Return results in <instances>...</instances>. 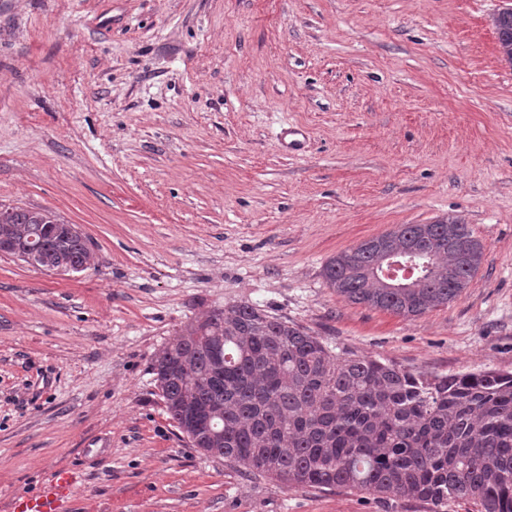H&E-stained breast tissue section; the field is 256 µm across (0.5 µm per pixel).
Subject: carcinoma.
Here are the masks:
<instances>
[{
	"label": "carcinoma",
	"mask_w": 512,
	"mask_h": 512,
	"mask_svg": "<svg viewBox=\"0 0 512 512\" xmlns=\"http://www.w3.org/2000/svg\"><path fill=\"white\" fill-rule=\"evenodd\" d=\"M512 42V12L498 18ZM40 243L30 265L86 270L89 240L58 215L0 204V240ZM484 247L458 219L399 224L331 257L328 287L353 304L419 316L455 300ZM417 266L413 288H390L392 263ZM152 373L178 429L209 414L191 447L290 490L348 488L416 500L429 512L465 501L512 512V373L427 375L371 357L335 354L308 329L248 303L188 324L153 358Z\"/></svg>",
	"instance_id": "carcinoma-1"
}]
</instances>
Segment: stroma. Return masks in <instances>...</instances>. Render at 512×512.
<instances>
[{"label":"stroma","instance_id":"1","mask_svg":"<svg viewBox=\"0 0 512 512\" xmlns=\"http://www.w3.org/2000/svg\"><path fill=\"white\" fill-rule=\"evenodd\" d=\"M502 7L0 0V204L51 209L95 256L63 274L0 255V512L69 464L67 512H428L195 451L151 363L247 302L341 355L512 373ZM448 217L484 245L454 301L407 318L328 288L330 257Z\"/></svg>","mask_w":512,"mask_h":512}]
</instances>
